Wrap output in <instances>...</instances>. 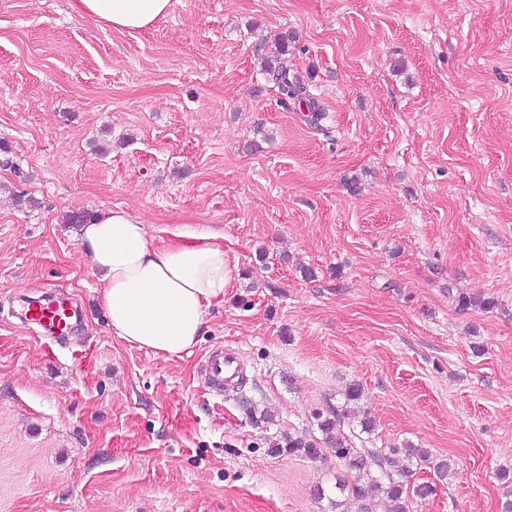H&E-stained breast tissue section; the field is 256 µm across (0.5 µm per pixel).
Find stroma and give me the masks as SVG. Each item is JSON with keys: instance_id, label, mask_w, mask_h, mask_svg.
<instances>
[{"instance_id": "stroma-1", "label": "stroma", "mask_w": 512, "mask_h": 512, "mask_svg": "<svg viewBox=\"0 0 512 512\" xmlns=\"http://www.w3.org/2000/svg\"><path fill=\"white\" fill-rule=\"evenodd\" d=\"M280 35L318 125L260 67ZM114 207L223 235L188 353L112 336L66 216ZM50 289L83 312L60 343L16 316ZM351 383L355 447L430 454L410 512L512 500V0H173L140 31L0 0V512H328L335 456L271 448ZM203 376L209 388H234L242 374L240 353L233 348H216L208 352L204 360Z\"/></svg>"}]
</instances>
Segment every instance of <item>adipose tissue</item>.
<instances>
[{"label": "adipose tissue", "instance_id": "adipose-tissue-1", "mask_svg": "<svg viewBox=\"0 0 512 512\" xmlns=\"http://www.w3.org/2000/svg\"><path fill=\"white\" fill-rule=\"evenodd\" d=\"M172 0H73L80 14L116 30H145L165 17ZM80 243L102 284L100 302L113 336L175 357L197 342L213 300L231 278L216 234L184 227L170 241L149 238L127 210L101 211L82 225Z\"/></svg>", "mask_w": 512, "mask_h": 512}]
</instances>
